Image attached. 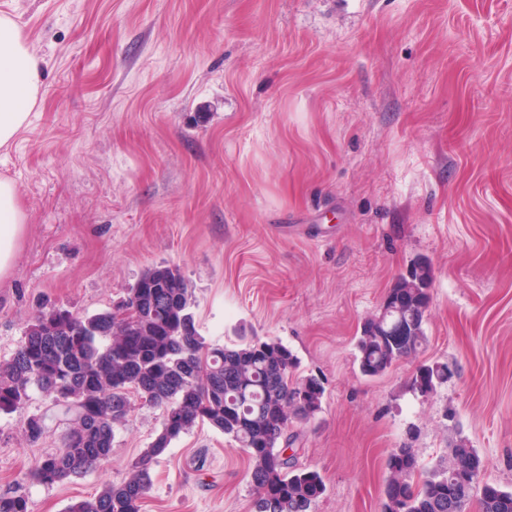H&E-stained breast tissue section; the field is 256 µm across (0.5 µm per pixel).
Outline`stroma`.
Returning <instances> with one entry per match:
<instances>
[{
    "mask_svg": "<svg viewBox=\"0 0 512 512\" xmlns=\"http://www.w3.org/2000/svg\"><path fill=\"white\" fill-rule=\"evenodd\" d=\"M1 14L44 77L0 149L26 215L0 280V361L38 310H112L166 264L208 345L279 341L298 376L324 378L321 411L292 424L298 467L325 483L313 512H381L402 441L429 465L465 437L512 488V0H0ZM416 260L434 272L427 347L362 376L355 336ZM431 360L455 376L408 391ZM162 420L133 399L108 462L42 485L25 473L70 420L31 391L0 414V493L65 512L122 481ZM248 472L196 425L154 464L142 512H251Z\"/></svg>",
    "mask_w": 512,
    "mask_h": 512,
    "instance_id": "1",
    "label": "stroma"
}]
</instances>
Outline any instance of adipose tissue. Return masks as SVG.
<instances>
[{"label": "adipose tissue", "mask_w": 512, "mask_h": 512, "mask_svg": "<svg viewBox=\"0 0 512 512\" xmlns=\"http://www.w3.org/2000/svg\"><path fill=\"white\" fill-rule=\"evenodd\" d=\"M41 80V60L20 26L13 18L0 16V147L10 144L27 125ZM25 224L16 184L0 179V279L12 268Z\"/></svg>", "instance_id": "obj_1"}]
</instances>
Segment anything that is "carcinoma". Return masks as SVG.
<instances>
[{
	"mask_svg": "<svg viewBox=\"0 0 512 512\" xmlns=\"http://www.w3.org/2000/svg\"><path fill=\"white\" fill-rule=\"evenodd\" d=\"M431 285V269L424 265L397 277L387 292L397 310L394 318L377 313L355 337L363 376L380 377L424 348ZM126 298L139 315L124 327L115 325L110 311L80 316L62 307L41 310L14 354L0 361V414L22 409L33 388L56 405L72 396L67 409L74 411L75 423L64 448L36 461L28 476L54 485L105 462L134 392L163 410L161 430L121 482L103 485L66 512H141L154 463L200 422L247 451L252 512H313L324 480L315 470L298 468L287 450L298 439L292 421L321 410L324 382L314 375L293 379L298 358L280 342L207 347L191 310L192 293L174 267L147 269ZM447 382L448 363L432 361L416 369L407 387L428 396ZM43 432L41 418H28L23 428L28 441H38ZM484 470L464 438L429 468L420 465L418 449L404 442L386 460L382 512H465L476 494L481 512H512V488L481 480ZM0 512H31V507L25 496L12 492L0 494Z\"/></svg>",
	"mask_w": 512,
	"mask_h": 512,
	"instance_id": "1",
	"label": "carcinoma"
}]
</instances>
